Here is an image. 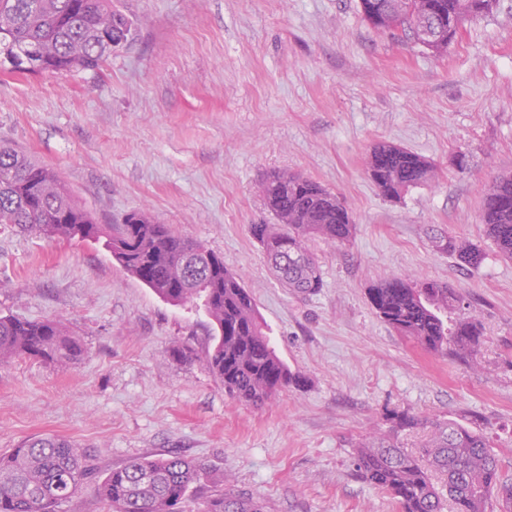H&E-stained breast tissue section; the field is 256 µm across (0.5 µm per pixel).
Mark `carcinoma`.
I'll return each instance as SVG.
<instances>
[{"mask_svg": "<svg viewBox=\"0 0 512 512\" xmlns=\"http://www.w3.org/2000/svg\"><path fill=\"white\" fill-rule=\"evenodd\" d=\"M398 4L377 20L370 0H360L364 20L397 36L416 35L423 20L446 21L440 39L424 45L444 54L465 25L493 13L500 0H380ZM133 20L114 0H0V65L27 62L30 74L96 72L112 56V41L128 47ZM435 165L402 147L381 143L367 161L371 182L386 198H399L430 181ZM275 224H253L272 269L289 290L312 294L322 287L320 266L307 242L319 236L343 244L355 224L341 198L298 173H274L261 184ZM481 223L501 255L512 260V177L497 180L484 195ZM0 224L43 230L59 238L100 244L127 272L163 300L179 305L198 300L212 325L206 366L224 391L261 404L304 383L278 356L263 331L250 293L224 268L223 259L202 243L178 237L170 225L133 212L121 224H99L80 206L60 176L13 146L0 143ZM437 248L477 266L479 247L453 237ZM207 283L199 290L195 282ZM378 317L432 354L451 352L473 360L485 342L476 320L455 317L460 303L447 283L393 276L367 290ZM81 340L54 320L0 316V362L33 358L74 363ZM388 434L361 444L357 472L386 493L399 512H489L493 500L512 507V484L503 480L498 455L485 438L439 417L392 411ZM211 482L209 467L178 456L137 458L99 475L94 459L56 436L35 437L0 454V512H55L83 485L92 484L105 512H183L191 493ZM202 512H264L262 501L232 489H213Z\"/></svg>", "mask_w": 512, "mask_h": 512, "instance_id": "carcinoma-1", "label": "carcinoma"}]
</instances>
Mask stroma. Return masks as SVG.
Instances as JSON below:
<instances>
[{
	"label": "stroma",
	"instance_id": "35a3bbf8",
	"mask_svg": "<svg viewBox=\"0 0 512 512\" xmlns=\"http://www.w3.org/2000/svg\"><path fill=\"white\" fill-rule=\"evenodd\" d=\"M137 37L98 72L0 74V141L56 171L100 224L139 211L203 242L250 292L279 357L307 379L260 406L210 372V321L170 304L100 245L0 225V316L57 320L74 364H0V453L39 435L78 443L101 471L179 455L259 497L266 512H398L356 471L355 447L395 409L484 434L512 482V261L480 222L512 176V0L437 56L363 18L359 0H117ZM434 162L401 198L369 180L374 146ZM297 172L337 193L350 241H310L323 285L284 287L250 227L259 192ZM474 243L479 266L434 239ZM463 298L486 341L473 364L433 355L367 299L399 275ZM189 345L194 361L172 354Z\"/></svg>",
	"mask_w": 512,
	"mask_h": 512
}]
</instances>
